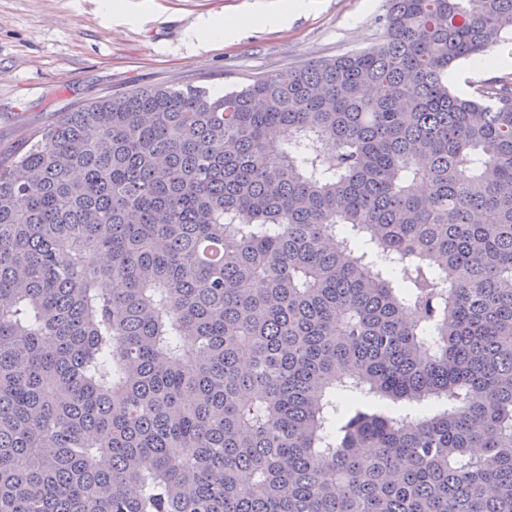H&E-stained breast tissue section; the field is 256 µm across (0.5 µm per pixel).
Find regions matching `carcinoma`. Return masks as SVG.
<instances>
[{
    "instance_id": "cac0c4a2",
    "label": "carcinoma",
    "mask_w": 512,
    "mask_h": 512,
    "mask_svg": "<svg viewBox=\"0 0 512 512\" xmlns=\"http://www.w3.org/2000/svg\"><path fill=\"white\" fill-rule=\"evenodd\" d=\"M512 0L0 159V512H512ZM509 63H510V65L512 64V57L511 56L509 57L508 54H499L497 52L494 54L487 55L481 61L477 62L478 66H474V67L477 69H480V70H486L488 72H483V73L469 72V73H467L464 78L465 88H463V89H460L457 86L451 84L449 77H448V85L450 86V88L452 90L456 91L457 93L470 94L472 89L466 84L465 81L467 79L482 80V79H489V78H493L496 76H500L503 73H511L512 74V67H510V66L509 67L508 66L501 67V66H504ZM499 67H501V68H499ZM489 70H492V71H489Z\"/></svg>"
}]
</instances>
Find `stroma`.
Here are the masks:
<instances>
[{
    "instance_id": "obj_1",
    "label": "stroma",
    "mask_w": 512,
    "mask_h": 512,
    "mask_svg": "<svg viewBox=\"0 0 512 512\" xmlns=\"http://www.w3.org/2000/svg\"><path fill=\"white\" fill-rule=\"evenodd\" d=\"M278 0H0V156L31 142L59 113L143 87H202L212 95L290 66L375 44L388 0H314L279 26L254 23L228 41L190 32L215 14H264Z\"/></svg>"
}]
</instances>
